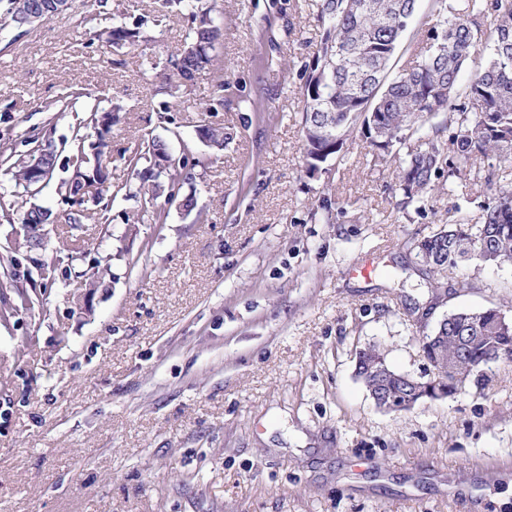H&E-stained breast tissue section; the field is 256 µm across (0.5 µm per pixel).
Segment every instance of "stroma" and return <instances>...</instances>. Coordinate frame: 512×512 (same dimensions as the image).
Segmentation results:
<instances>
[{"instance_id": "stroma-1", "label": "stroma", "mask_w": 512, "mask_h": 512, "mask_svg": "<svg viewBox=\"0 0 512 512\" xmlns=\"http://www.w3.org/2000/svg\"><path fill=\"white\" fill-rule=\"evenodd\" d=\"M219 63L156 107L161 69L186 35L177 17L137 51L91 40L77 13L18 36L0 17V145L23 150L30 127L70 135L71 115L40 111L66 85L127 108L112 129L122 156L191 142L196 208L143 218L112 202L109 237L93 221L47 225L48 246L16 253L22 209L0 214V284L43 302L0 324V512H512V360L474 373L468 394L412 409H377L354 376L377 345L398 370L432 374L418 338L460 308L512 311V262L430 279L416 243L459 215L478 222L491 196L475 163L453 191L401 208L395 167L372 169L350 136L341 164L308 174L300 152L302 66L323 30L316 0H223ZM435 0L394 58L426 43ZM224 107L202 113L216 83ZM223 126V152L200 142ZM377 263L356 275L363 259ZM51 262L54 282L36 265ZM102 265L87 293L82 270Z\"/></svg>"}]
</instances>
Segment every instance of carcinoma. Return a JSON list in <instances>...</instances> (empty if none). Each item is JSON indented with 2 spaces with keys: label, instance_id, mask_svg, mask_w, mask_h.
I'll use <instances>...</instances> for the list:
<instances>
[{
  "label": "carcinoma",
  "instance_id": "1",
  "mask_svg": "<svg viewBox=\"0 0 512 512\" xmlns=\"http://www.w3.org/2000/svg\"><path fill=\"white\" fill-rule=\"evenodd\" d=\"M63 0H0L4 15L27 33L36 23L26 19L37 8L54 20L55 4ZM435 23L428 30L429 43L416 61L390 75L401 39L417 9V0H319L316 20L323 38L312 60L305 65L301 87L303 163L315 174L346 156L348 136L359 131L368 144L367 155L375 168L396 164L402 204L409 206L435 191L439 180L453 185L478 159L488 162L487 184L495 172L512 163V0H438ZM187 19L188 34L183 48L168 59L169 88L189 89L196 75L211 69L223 37L217 0H161L157 14L143 16L133 25L114 22L112 13L99 11L83 17L82 24L97 41L120 50H136L148 41L145 27L159 25L170 15ZM490 17L485 24L482 19ZM488 52L484 65L461 73L478 51ZM79 86L67 88L42 103L40 111L81 112L71 126V136L56 147L50 138L33 129L24 142L30 153L18 154L0 148V174L26 193L49 182L59 157H64L68 178L59 182L57 193L70 206L57 213L49 206L32 204L23 214V247L41 248L44 226L56 221L81 224L92 219L88 201L125 193L140 199L142 213L164 223L160 197L179 200L190 212L194 195H182L188 156L194 147L183 143L182 157L175 159L168 144L152 139L123 155L126 168L138 185L112 184V126L124 111L120 104L102 108L84 101ZM92 128L96 141L87 142ZM448 131V139L441 138ZM197 136L209 147L222 150L224 128L208 123L198 126ZM42 156L43 169L32 171L30 158ZM421 262L433 274L445 266L453 268L469 257L477 267L490 268L512 261V183L498 184L494 199L481 207L479 224L465 216L420 240ZM39 302L24 289L14 296L0 297V323L8 324L21 310ZM506 314L497 307L458 309L443 328L440 339L420 343L425 358L445 373L446 398L467 393L469 377L489 357L512 358V326H502ZM356 377L366 390L383 394H409L401 372L387 362L383 350L368 347L365 359L355 365Z\"/></svg>",
  "mask_w": 512,
  "mask_h": 512
}]
</instances>
